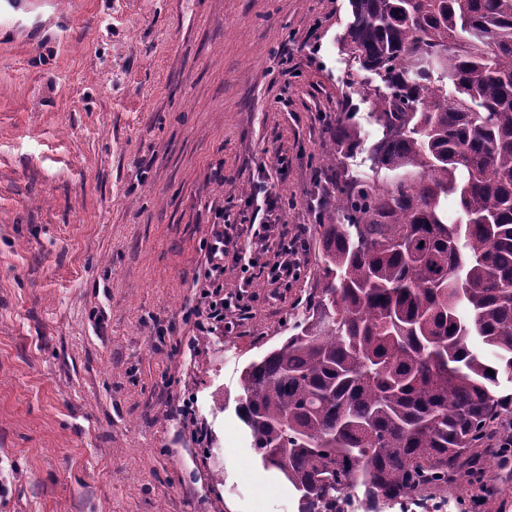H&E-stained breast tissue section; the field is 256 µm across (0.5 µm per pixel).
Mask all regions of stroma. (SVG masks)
<instances>
[{"mask_svg": "<svg viewBox=\"0 0 512 512\" xmlns=\"http://www.w3.org/2000/svg\"><path fill=\"white\" fill-rule=\"evenodd\" d=\"M21 3L0 13V512H298L236 400L317 285L337 122L380 135L381 81L337 43L350 0ZM261 175L308 231L304 269L194 335L215 213L246 216ZM489 474L493 499L472 478L449 506L512 512V458Z\"/></svg>", "mask_w": 512, "mask_h": 512, "instance_id": "1", "label": "stroma"}]
</instances>
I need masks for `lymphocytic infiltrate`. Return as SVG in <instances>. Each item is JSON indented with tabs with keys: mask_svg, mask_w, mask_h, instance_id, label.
<instances>
[{
	"mask_svg": "<svg viewBox=\"0 0 512 512\" xmlns=\"http://www.w3.org/2000/svg\"><path fill=\"white\" fill-rule=\"evenodd\" d=\"M250 204L260 214V221L237 224L227 220L212 227L200 292L203 305L195 311L194 326L202 335L232 331L235 324L230 321V314L247 313L242 296L251 282L243 280L241 289L225 291L227 264L238 265L245 272L257 270L268 284L279 287L288 286L301 275L306 250L304 231L289 229L283 223L282 206L272 185L259 181Z\"/></svg>",
	"mask_w": 512,
	"mask_h": 512,
	"instance_id": "1",
	"label": "lymphocytic infiltrate"
}]
</instances>
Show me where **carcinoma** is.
<instances>
[{
	"label": "carcinoma",
	"mask_w": 512,
	"mask_h": 512,
	"mask_svg": "<svg viewBox=\"0 0 512 512\" xmlns=\"http://www.w3.org/2000/svg\"><path fill=\"white\" fill-rule=\"evenodd\" d=\"M375 73L371 175L336 173L293 334L240 375L252 448L299 512L425 501L485 469L512 398V0H351ZM335 164L364 144L348 115ZM493 373H488V370Z\"/></svg>",
	"instance_id": "obj_1"
}]
</instances>
